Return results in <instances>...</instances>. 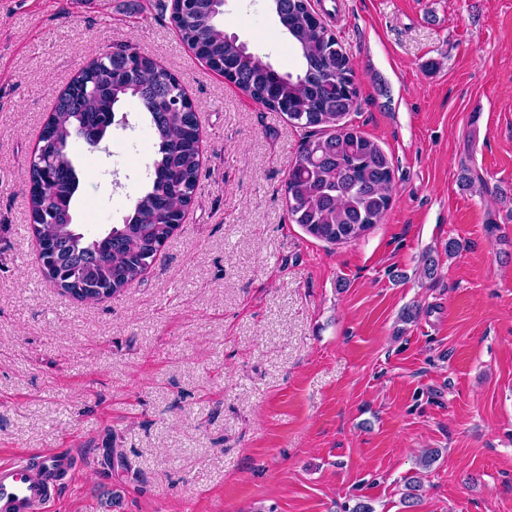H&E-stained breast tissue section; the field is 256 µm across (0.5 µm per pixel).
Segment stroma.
Returning <instances> with one entry per match:
<instances>
[{
  "label": "stroma",
  "mask_w": 512,
  "mask_h": 512,
  "mask_svg": "<svg viewBox=\"0 0 512 512\" xmlns=\"http://www.w3.org/2000/svg\"><path fill=\"white\" fill-rule=\"evenodd\" d=\"M311 3L353 61L344 123L393 168L383 222L336 245L288 217L304 130L210 70L159 0H0V461L78 455L63 512H512V0ZM278 26L267 0H225V33L296 71ZM119 44L195 103L199 189L142 277L86 305L41 272L26 169ZM125 111L109 137L139 153L76 148L82 229L148 185L155 141Z\"/></svg>",
  "instance_id": "stroma-1"
}]
</instances>
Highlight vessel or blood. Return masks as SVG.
Returning a JSON list of instances; mask_svg holds the SVG:
<instances>
[{"instance_id": "obj_1", "label": "vessel or blood", "mask_w": 512, "mask_h": 512, "mask_svg": "<svg viewBox=\"0 0 512 512\" xmlns=\"http://www.w3.org/2000/svg\"><path fill=\"white\" fill-rule=\"evenodd\" d=\"M78 462L72 454L44 456V474H36L26 458L0 463V512H44L59 493L64 476Z\"/></svg>"}]
</instances>
